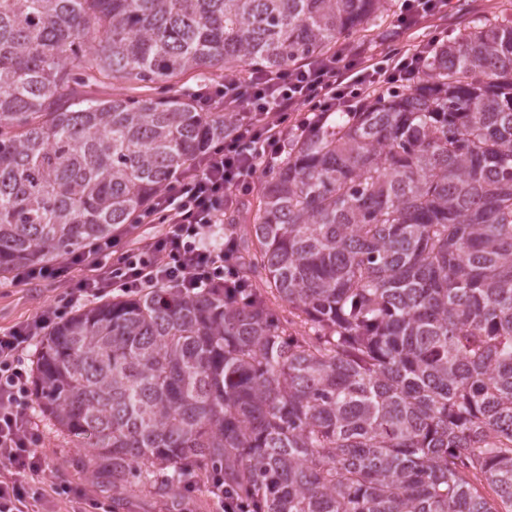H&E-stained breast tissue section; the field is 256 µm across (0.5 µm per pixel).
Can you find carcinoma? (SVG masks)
<instances>
[{
    "label": "carcinoma",
    "instance_id": "1",
    "mask_svg": "<svg viewBox=\"0 0 512 512\" xmlns=\"http://www.w3.org/2000/svg\"><path fill=\"white\" fill-rule=\"evenodd\" d=\"M389 2L0 0V275L112 237L224 142L229 118L170 79L284 71ZM430 48L414 85L288 138L241 287L48 329L36 407L93 475L169 512L201 479L229 512H512V19ZM92 73L158 93L74 101Z\"/></svg>",
    "mask_w": 512,
    "mask_h": 512
}]
</instances>
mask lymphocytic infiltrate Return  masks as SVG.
<instances>
[{
    "instance_id": "lymphocytic-infiltrate-1",
    "label": "lymphocytic infiltrate",
    "mask_w": 512,
    "mask_h": 512,
    "mask_svg": "<svg viewBox=\"0 0 512 512\" xmlns=\"http://www.w3.org/2000/svg\"><path fill=\"white\" fill-rule=\"evenodd\" d=\"M426 52L423 44L409 52L393 50L383 40L314 56L283 72L253 70L225 80L222 89L199 102L220 104L233 119V131L221 145L204 149L199 161L179 173L140 215V223L161 227L145 247L120 249L116 236L64 263L25 269L20 280L65 286L73 306L116 290L237 287L233 241L217 247L212 238L226 211L237 208L240 189L279 156L292 128L349 111L362 90L411 82ZM65 313L50 303L0 333V469L7 473L0 478V512H30V497L18 476L45 469L44 441L29 416L32 394L23 353Z\"/></svg>"
}]
</instances>
